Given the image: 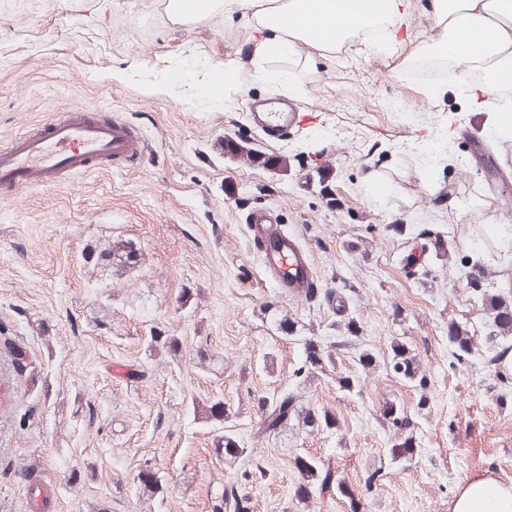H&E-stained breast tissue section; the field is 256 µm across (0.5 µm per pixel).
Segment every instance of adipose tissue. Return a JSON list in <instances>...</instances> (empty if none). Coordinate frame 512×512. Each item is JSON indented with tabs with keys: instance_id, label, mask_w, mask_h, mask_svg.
<instances>
[{
	"instance_id": "1",
	"label": "adipose tissue",
	"mask_w": 512,
	"mask_h": 512,
	"mask_svg": "<svg viewBox=\"0 0 512 512\" xmlns=\"http://www.w3.org/2000/svg\"><path fill=\"white\" fill-rule=\"evenodd\" d=\"M165 8L179 25L240 13L259 34L251 65L277 86L288 77L268 69L271 59L299 55L308 45L324 55L341 47L375 49L378 36H390L404 12L402 0H166ZM429 8L437 38L421 46V54L441 52L459 69L470 97L512 85V0H430ZM476 71L486 81H472ZM451 512H512V485L476 476L459 488Z\"/></svg>"
}]
</instances>
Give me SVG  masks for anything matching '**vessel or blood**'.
I'll return each mask as SVG.
<instances>
[{
    "instance_id": "vessel-or-blood-1",
    "label": "vessel or blood",
    "mask_w": 512,
    "mask_h": 512,
    "mask_svg": "<svg viewBox=\"0 0 512 512\" xmlns=\"http://www.w3.org/2000/svg\"><path fill=\"white\" fill-rule=\"evenodd\" d=\"M249 110L252 125L275 140L287 137L303 120L297 105L279 97L255 100ZM147 149L140 130L127 120L101 115L95 108L62 111L0 143V196L55 187L93 170L130 166ZM247 223L263 269L282 295L297 298L318 287L309 250L288 234L273 211L252 210Z\"/></svg>"
}]
</instances>
